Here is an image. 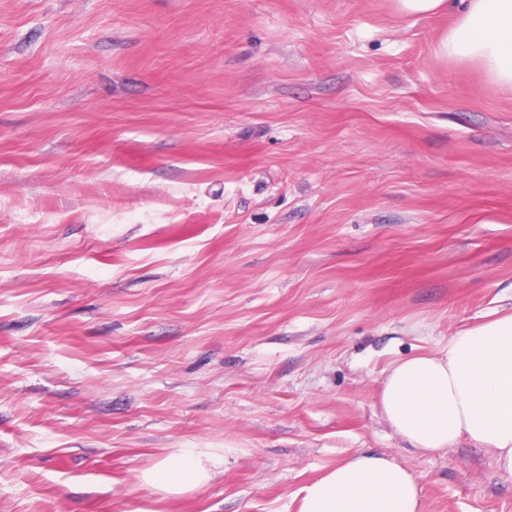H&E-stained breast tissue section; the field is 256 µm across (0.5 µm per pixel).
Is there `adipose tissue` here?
<instances>
[{"label":"adipose tissue","instance_id":"adipose-tissue-1","mask_svg":"<svg viewBox=\"0 0 512 512\" xmlns=\"http://www.w3.org/2000/svg\"><path fill=\"white\" fill-rule=\"evenodd\" d=\"M405 15L455 11L442 55L478 63L512 92V0H397ZM390 428L411 448L440 451L460 439L493 449L512 478V313L449 336L445 349L394 363L380 392ZM152 484L177 493L208 472L194 452L150 469ZM299 512H424L414 474L386 454L355 451L308 485Z\"/></svg>","mask_w":512,"mask_h":512}]
</instances>
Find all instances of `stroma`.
Wrapping results in <instances>:
<instances>
[{
  "instance_id": "1",
  "label": "stroma",
  "mask_w": 512,
  "mask_h": 512,
  "mask_svg": "<svg viewBox=\"0 0 512 512\" xmlns=\"http://www.w3.org/2000/svg\"><path fill=\"white\" fill-rule=\"evenodd\" d=\"M396 0H0V512H299L350 452L424 512L494 453L384 421L512 313V93ZM209 480H145L187 450Z\"/></svg>"
}]
</instances>
